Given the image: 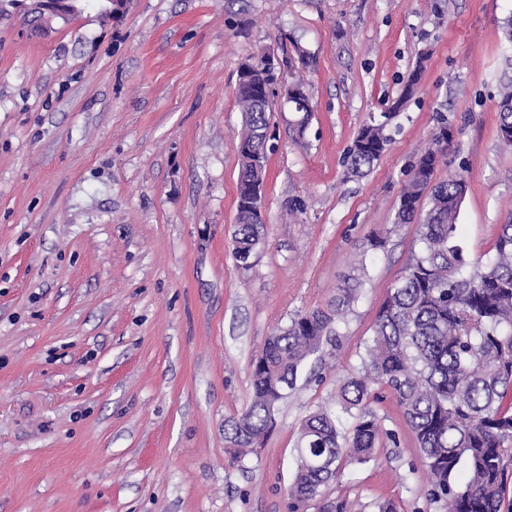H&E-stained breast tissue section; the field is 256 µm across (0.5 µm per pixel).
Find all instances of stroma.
I'll return each instance as SVG.
<instances>
[{
	"mask_svg": "<svg viewBox=\"0 0 512 512\" xmlns=\"http://www.w3.org/2000/svg\"><path fill=\"white\" fill-rule=\"evenodd\" d=\"M85 0L30 31L0 0V512H289L301 420L335 408L389 286L417 253L394 224L411 165L446 116L435 178L462 175L459 241L484 260L512 220V152L496 103L512 0ZM301 48L315 110L273 97L264 242L232 254L242 62ZM411 99L365 175L348 152L415 66ZM381 249L363 253L372 235ZM368 270L339 348L310 357L243 462L225 420L252 399L277 327ZM371 405L398 446L346 464L323 494L358 512H439L388 390Z\"/></svg>",
	"mask_w": 512,
	"mask_h": 512,
	"instance_id": "1",
	"label": "stroma"
}]
</instances>
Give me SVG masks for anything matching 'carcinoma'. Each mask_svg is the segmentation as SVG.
I'll return each instance as SVG.
<instances>
[{
  "mask_svg": "<svg viewBox=\"0 0 512 512\" xmlns=\"http://www.w3.org/2000/svg\"><path fill=\"white\" fill-rule=\"evenodd\" d=\"M288 59V79L299 90L291 101L304 129L313 109L302 69L306 54L295 48ZM421 69H416L391 111L412 97ZM273 73L259 59L241 63L237 102L244 122L238 133L239 177L233 255L243 265L263 239L264 222L256 186L266 170L255 167L265 153L267 89ZM499 138L512 148V81L497 102ZM387 123L365 125L349 150L352 174L376 161L390 142ZM452 135L440 121L432 146L411 166L396 224H418L420 252L389 288L361 366L336 391L341 411L353 419L349 431L332 412L318 408L300 425L297 468L288 487L290 512L311 502L317 512H351L346 499H328L322 490L341 476L342 462L364 465L374 460L395 435L370 407L371 386L384 384L403 412L426 472L427 494L441 512H503L512 491L506 458L512 452V222L500 225L484 262L469 271L458 242L457 219L466 194L460 175L435 181ZM366 276L359 261L342 278L336 295L321 308L299 312L266 340L253 370L248 409L224 423L234 458L253 452L273 423L286 391L296 387L306 360L324 345L339 347L340 326L358 301Z\"/></svg>",
  "mask_w": 512,
  "mask_h": 512,
  "instance_id": "obj_1",
  "label": "carcinoma"
}]
</instances>
